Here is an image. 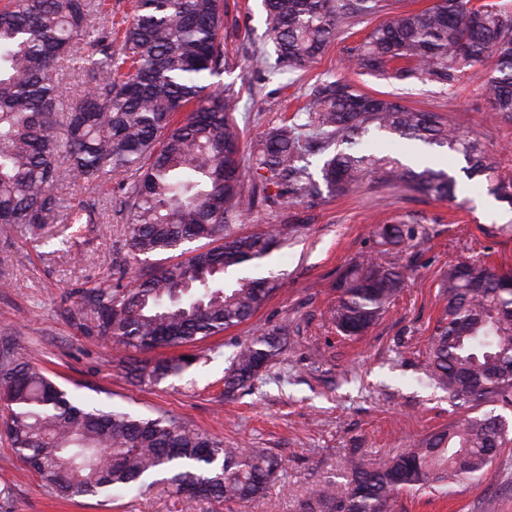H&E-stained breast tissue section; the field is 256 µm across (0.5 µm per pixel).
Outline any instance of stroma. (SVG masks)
I'll list each match as a JSON object with an SVG mask.
<instances>
[{
	"mask_svg": "<svg viewBox=\"0 0 512 512\" xmlns=\"http://www.w3.org/2000/svg\"><path fill=\"white\" fill-rule=\"evenodd\" d=\"M379 22L374 16L342 28L315 68L292 72L277 65L265 41L261 0H224L218 82L237 94L242 170L250 169L263 134L292 116L315 81L343 77L363 92L393 93L408 106L440 113L479 140L489 164L512 172V122L493 112L477 75L448 88L350 68L354 47ZM367 149L407 166L423 156L450 171L458 180L456 202L369 179L342 196L297 194L236 218L243 233L303 219L267 264L280 287L249 321L189 347L196 362L187 373L157 384L128 378L110 344L97 336L91 312L79 308L83 289L133 266L115 181L101 176L64 186V194L95 210L94 223L66 226L68 248L44 230H0V347L44 368L89 407L173 414L223 439L225 447L264 448L287 460L266 495L244 507L191 499L161 481L143 495L116 490L108 500L67 501L15 455L0 430V512H298L326 483L344 484L351 449L371 457L395 453L467 414V405L449 402L426 377L429 338L443 310L440 283L449 264L462 260L512 272V207L489 195L485 177L467 178L463 156L449 149L386 137ZM400 223L412 227V240L381 244L375 227ZM366 259L400 263L407 286L366 335L346 337L331 321L336 282ZM273 328L288 331L282 352L250 391L225 398L224 374L238 344ZM489 502L495 512H512V447L486 479L454 497L404 493L394 512H484Z\"/></svg>",
	"mask_w": 512,
	"mask_h": 512,
	"instance_id": "35a3bbf8",
	"label": "stroma"
}]
</instances>
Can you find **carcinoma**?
Wrapping results in <instances>:
<instances>
[{
  "label": "carcinoma",
  "mask_w": 512,
  "mask_h": 512,
  "mask_svg": "<svg viewBox=\"0 0 512 512\" xmlns=\"http://www.w3.org/2000/svg\"><path fill=\"white\" fill-rule=\"evenodd\" d=\"M100 0H8L0 6V227L34 230L79 220L59 194L66 180L107 175L125 190L124 236L132 259L172 253L126 285L107 274L83 291L97 335L119 350L193 346L249 319L275 284L256 274L297 224L238 235L230 217L260 206L275 185L292 193L317 186L300 165L303 144L325 151L329 192L344 194L373 174L439 200H456L443 170L416 171L350 145L370 131L446 147L463 155L470 176H486L490 194L512 205V176L487 164L478 140L436 112L373 95L341 79L308 89L300 115L271 127L253 155L254 183L239 170L237 98L215 92L221 75L223 0H135L122 37L89 30ZM265 37L277 61L305 70L322 58L338 29L385 10V0H262ZM492 62L481 91L497 115L512 119V5L434 0L419 11L389 12L354 49L356 70L398 81L456 84ZM75 70L82 90L60 111L61 75ZM386 244L412 237L384 224ZM198 239L208 243L187 249ZM407 282L404 268L366 260L336 283V329L362 336ZM444 313L432 330L431 379L470 413L413 447L374 462L353 451L344 489H320L299 512H393L398 494L454 488L488 475L512 440L489 403L512 407V276L462 261L440 284ZM286 330L262 332L232 355L224 397L250 388L280 354ZM196 357L128 363L140 382L188 371ZM0 407L15 453L61 498L103 497L114 488L151 487L164 471L178 494L247 503L266 493L286 461L261 448H226L175 416L139 417L85 407L23 354L0 350Z\"/></svg>",
  "instance_id": "cac0c4a2"
}]
</instances>
